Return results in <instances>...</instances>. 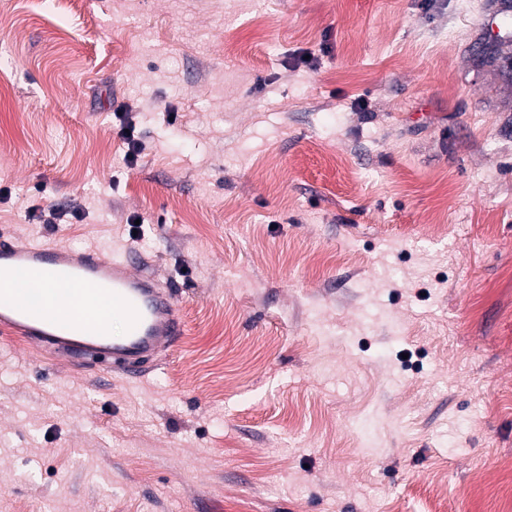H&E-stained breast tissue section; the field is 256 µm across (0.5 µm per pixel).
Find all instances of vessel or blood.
Wrapping results in <instances>:
<instances>
[{
    "label": "vessel or blood",
    "mask_w": 512,
    "mask_h": 512,
    "mask_svg": "<svg viewBox=\"0 0 512 512\" xmlns=\"http://www.w3.org/2000/svg\"><path fill=\"white\" fill-rule=\"evenodd\" d=\"M116 318L125 323L118 339L110 331ZM0 333L128 375L173 347L183 325L133 251L107 257L0 234Z\"/></svg>",
    "instance_id": "1"
}]
</instances>
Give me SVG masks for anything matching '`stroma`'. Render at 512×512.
<instances>
[{
	"mask_svg": "<svg viewBox=\"0 0 512 512\" xmlns=\"http://www.w3.org/2000/svg\"><path fill=\"white\" fill-rule=\"evenodd\" d=\"M498 3L0 0V229L184 325L141 379L0 343V512H512Z\"/></svg>",
	"mask_w": 512,
	"mask_h": 512,
	"instance_id": "stroma-1",
	"label": "stroma"
}]
</instances>
